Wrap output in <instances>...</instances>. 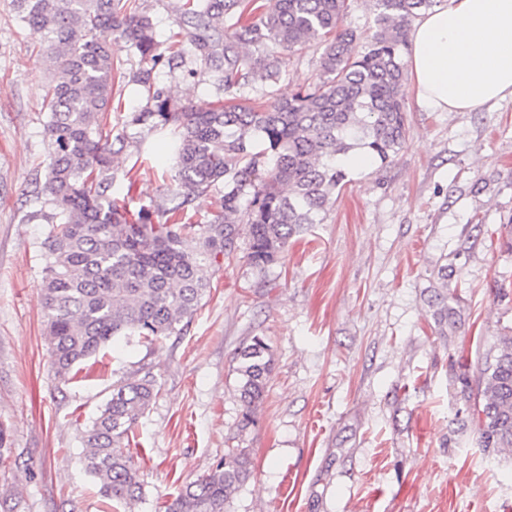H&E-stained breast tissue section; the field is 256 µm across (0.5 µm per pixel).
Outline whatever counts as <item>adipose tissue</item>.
I'll list each match as a JSON object with an SVG mask.
<instances>
[{"instance_id": "obj_1", "label": "adipose tissue", "mask_w": 512, "mask_h": 512, "mask_svg": "<svg viewBox=\"0 0 512 512\" xmlns=\"http://www.w3.org/2000/svg\"><path fill=\"white\" fill-rule=\"evenodd\" d=\"M408 64L418 98L441 112L512 98V0H442L415 23Z\"/></svg>"}]
</instances>
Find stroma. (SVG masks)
<instances>
[{
  "mask_svg": "<svg viewBox=\"0 0 512 512\" xmlns=\"http://www.w3.org/2000/svg\"><path fill=\"white\" fill-rule=\"evenodd\" d=\"M12 0H0V444L22 512H122L81 464L82 437L112 387L153 378L134 427L144 479L134 512H166L225 449L250 478L224 512H512V455L481 448V371L512 332V99L437 112L404 88L407 137L387 166L348 172L324 223L289 240L258 274L248 239L211 276L184 330L156 344H108L78 379L55 378L43 311L41 244L51 60ZM318 46L284 53L279 96L319 74ZM174 99L208 109L207 75L158 66ZM127 144L130 211L164 203L175 164ZM448 295L438 324L432 296ZM270 345L274 369L242 426L238 352Z\"/></svg>",
  "mask_w": 512,
  "mask_h": 512,
  "instance_id": "35a3bbf8",
  "label": "stroma"
}]
</instances>
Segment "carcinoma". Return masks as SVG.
I'll return each mask as SVG.
<instances>
[{
  "label": "carcinoma",
  "mask_w": 512,
  "mask_h": 512,
  "mask_svg": "<svg viewBox=\"0 0 512 512\" xmlns=\"http://www.w3.org/2000/svg\"><path fill=\"white\" fill-rule=\"evenodd\" d=\"M53 62L43 99L49 162L41 192L53 224L43 243V308L54 376L99 355L118 336L150 344L181 331L230 256L240 227L252 267L267 273L288 240L322 224L347 177L340 158L355 148L388 163L406 139L402 88L409 20L442 0H372L377 31L358 46L343 26L350 0H173L170 11L221 27L224 38L192 34L169 55L157 52L152 16L139 0H13ZM135 49L126 73L112 42ZM314 43L323 48L316 80L288 99L274 97L281 55ZM165 62L200 63L223 96L206 112L174 100L154 80ZM140 86L146 104L112 135L117 79ZM170 132L159 143L173 155L178 184L156 212L130 216L113 196L112 141ZM224 188L219 210L203 224L185 222L193 201ZM273 366L270 345L252 337L238 353L242 424L255 422ZM479 440L489 453L512 454V334L499 337L482 372ZM155 381L113 386L83 437L81 459L102 497L131 509L143 483L132 463L133 425L155 396ZM245 448L224 452L212 470L188 484L166 512H224L233 489L251 475Z\"/></svg>",
  "instance_id": "1"
}]
</instances>
